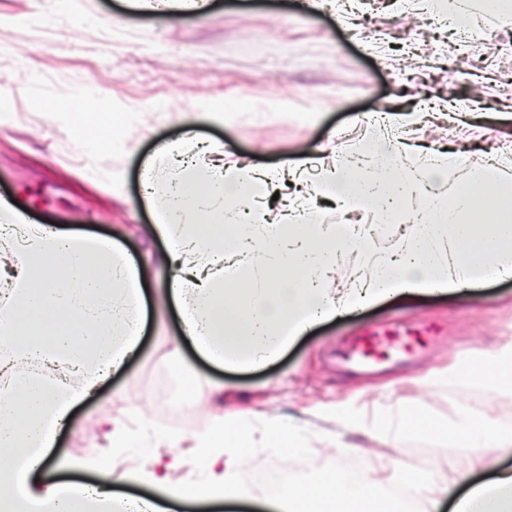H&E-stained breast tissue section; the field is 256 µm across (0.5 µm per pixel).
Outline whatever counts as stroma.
I'll list each match as a JSON object with an SVG mask.
<instances>
[{"label":"stroma","mask_w":512,"mask_h":512,"mask_svg":"<svg viewBox=\"0 0 512 512\" xmlns=\"http://www.w3.org/2000/svg\"><path fill=\"white\" fill-rule=\"evenodd\" d=\"M378 27L386 29L387 44L370 41ZM80 90L130 112L129 125L113 130L111 147L91 149L88 127L63 112ZM273 98L287 103V116L265 115L263 104ZM420 101L436 112L463 101L468 110L408 131V139L468 153L472 169H481L494 149L512 143V27L456 32L400 13L397 0H325L319 7L208 0L203 12L174 21L137 0H0V196L35 223L114 239L142 262L147 314L138 347L59 431L51 451L59 478L96 480L95 472L73 471L68 463L102 451L106 418L133 429L145 421L156 432H191L207 424L213 408L226 407L245 418L274 417L298 432L296 453L250 449L240 473L247 487L264 470L308 484L319 472L353 469L375 455L396 467L460 457L398 427L386 440L345 432L320 413L327 404L411 398L442 421L469 411L512 424V397L481 383L438 377L413 384L429 369L479 357L512 337V279L488 280L460 295L376 302L320 323L262 368L227 370L183 346L189 371L222 392L191 401L183 416L169 409L182 385L166 369V340L182 324L159 290L164 275L155 258L168 242L154 232L155 210L143 197V159L189 133L223 146L233 160L291 169L319 147L331 163L338 147H352L363 134L365 114L409 110ZM50 104L59 114L47 116ZM219 110L224 119L217 122L212 114ZM179 112L193 114L191 129L174 122ZM371 334L417 336L423 346L405 366L384 361L370 373L345 372L341 361L351 342ZM334 434L356 445V453L336 454L327 445ZM168 454L144 439L115 449L116 466L127 474L115 493L152 498L168 512H254L246 504L182 502L144 481L149 457L164 461Z\"/></svg>","instance_id":"1"}]
</instances>
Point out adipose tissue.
<instances>
[{"label": "adipose tissue", "instance_id": "adipose-tissue-1", "mask_svg": "<svg viewBox=\"0 0 512 512\" xmlns=\"http://www.w3.org/2000/svg\"><path fill=\"white\" fill-rule=\"evenodd\" d=\"M416 11L450 18L478 16L512 22V0H416ZM65 111L92 118L97 145L128 115L112 111L99 97L78 95ZM427 107L375 114L368 125L381 137L362 140L326 165L311 157L315 172L305 186L301 170L283 172L248 162L225 164L220 146L185 156L170 145L161 157L174 162L167 182L158 232L169 248L158 262L169 272L165 291L186 297L185 331L201 354L227 368L275 361L289 341L316 322L385 298L417 292L458 293L483 278H512V155H493L488 167L436 199L435 183L466 165L452 150L418 153L403 129L421 125ZM403 160L407 174L390 165ZM273 196L287 218L255 220L256 194ZM336 203L346 224H323L316 200ZM402 218L405 227L384 249L370 246L373 224ZM365 257L370 275L337 284L342 254ZM0 272L9 286L0 293V512H92V504H120L123 512H162L147 500H118L109 486L118 480L107 456L86 460L100 484L70 485L50 475L49 455L56 430L78 403L93 395L135 348L142 319L139 262L106 237L80 238L47 224L31 223L12 202L0 199ZM45 368L23 374L25 363ZM446 377L480 381L498 395L512 396V340L481 357L459 358ZM390 400L372 413L351 407L325 408L354 432L388 435ZM405 428L439 439L461 451L485 444L512 450V428L486 414L444 422L425 409L401 403ZM189 447L208 453L209 482L200 486L177 478L179 460L157 476L170 496L183 501L250 499L237 480L247 452L265 443L287 452L299 436L272 418L242 419L237 412L214 415L208 425L183 435ZM447 459L388 472L384 458L371 460L356 484L345 474L322 472L313 485L293 486L277 497L275 512H405L401 502L380 492L401 484L421 512H437L442 496L465 481ZM455 512H512V474L476 486L460 498Z\"/></svg>", "mask_w": 512, "mask_h": 512}]
</instances>
